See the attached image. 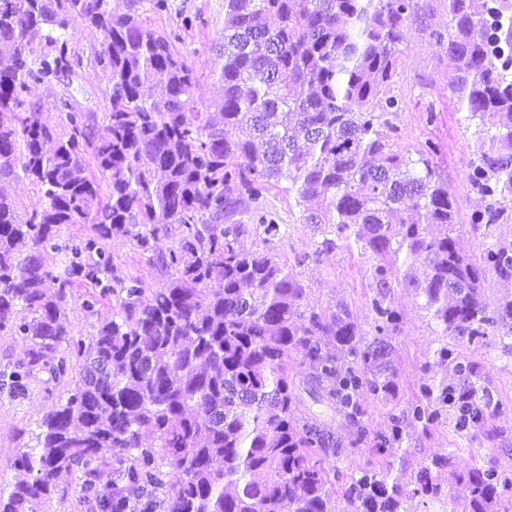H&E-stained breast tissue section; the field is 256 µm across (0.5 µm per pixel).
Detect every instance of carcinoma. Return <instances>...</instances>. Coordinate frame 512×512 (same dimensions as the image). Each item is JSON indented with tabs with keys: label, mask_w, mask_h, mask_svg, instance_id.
I'll use <instances>...</instances> for the list:
<instances>
[{
	"label": "carcinoma",
	"mask_w": 512,
	"mask_h": 512,
	"mask_svg": "<svg viewBox=\"0 0 512 512\" xmlns=\"http://www.w3.org/2000/svg\"><path fill=\"white\" fill-rule=\"evenodd\" d=\"M109 2L0 0V332L29 344L17 387L36 371L67 372L65 358L49 361L62 347L77 358L73 387L14 459L28 478L0 491V512H42L72 472L99 512H411L416 499L453 512L452 484L469 512H512V471L491 459L458 470L436 457L406 483L389 475L409 427L428 432L451 415L463 437H502L499 404L457 344L512 335V294L484 302L488 278L512 281V239L496 235L512 224V0H448L451 94L488 140L468 174L482 241L472 254L457 247L448 181L394 141L384 92L418 19L414 0H224L210 66L218 92L205 110L174 38L144 26L140 0L120 15ZM76 21L103 36L93 63L110 107L98 118L64 101L55 128L36 116L38 90L82 66L69 47ZM21 177L42 208L19 207L10 187ZM284 180L302 223L323 236L315 255L356 247L376 258L372 333L344 304L310 306L286 263L245 249L246 226L224 223ZM68 224L94 236L66 248L56 273L46 255ZM175 225L176 243L156 251ZM114 236L152 257L163 287L114 272L97 248ZM104 275L112 319L76 340L73 279ZM395 284L423 298L440 328L436 356L457 382L422 384L373 434L365 404L398 388ZM300 390L354 429L351 445L371 444L372 460L343 483L334 460L346 448L300 414ZM116 448L126 457L112 460Z\"/></svg>",
	"instance_id": "obj_1"
}]
</instances>
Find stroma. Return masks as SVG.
Wrapping results in <instances>:
<instances>
[{
  "mask_svg": "<svg viewBox=\"0 0 512 512\" xmlns=\"http://www.w3.org/2000/svg\"><path fill=\"white\" fill-rule=\"evenodd\" d=\"M416 3L419 18L404 32L389 83L388 94L398 103L392 120L398 128L399 145L410 155H417L430 145L435 147L434 162L448 181L457 221L462 226L458 246L470 254L477 250L480 241L468 228L474 199L467 174L470 162L483 150L485 138L475 126L461 122L448 87L452 78L448 44L436 39L437 34L448 31V0H416ZM139 13L147 28L177 34V48L197 67H209L214 57L212 46L224 29V0H168L164 12L156 11L152 0H141ZM187 17L192 19V26L184 25ZM71 30L70 45L84 57L85 63L75 75L39 88L40 118L51 126L58 124V106L64 100L76 101L85 111L97 116L109 107L108 80L88 60L102 36L78 24L72 25ZM263 215L280 224L281 233L275 239H266L259 225ZM231 221L246 225L248 232L242 239L245 248L270 249L287 263L304 284L311 304L323 308L339 302L346 304L362 328L371 330L373 313L369 299L374 257L345 249L316 255L322 236L312 225L300 222L294 197L286 186L271 189L259 205L242 204ZM101 246L111 256L118 275L140 278L152 288L162 287L164 276L127 240L105 239ZM99 291V286L88 280L75 286L68 312L69 329L75 338L89 339L99 322L111 317L112 303L108 299H101L90 313L81 307L89 294ZM390 300L404 314L402 333L394 342L399 394L391 401L366 403L364 421L371 431L379 433L389 431L393 417L413 400L422 383L453 376L452 369L441 365L436 357L437 326L423 309L422 298L397 285L391 290ZM459 351L479 364L485 385L500 403L494 424L502 430L506 443L496 450L494 462L500 469L512 470V355L504 353L496 340L482 347L463 344ZM26 353L27 347L21 339L0 333L1 488L12 487L23 479V472L12 465L14 458L44 416L73 386V374L55 377L43 370L34 373L23 388H14L10 373L25 361ZM468 445V440L461 438L450 422L428 433L419 428L412 430L395 453L390 476L409 481L424 460L447 454L452 455L457 467H466L474 461ZM81 484L80 474L61 475L59 492L46 504L45 512H98L94 502L83 498Z\"/></svg>",
  "mask_w": 512,
  "mask_h": 512,
  "instance_id": "obj_1",
  "label": "stroma"
}]
</instances>
